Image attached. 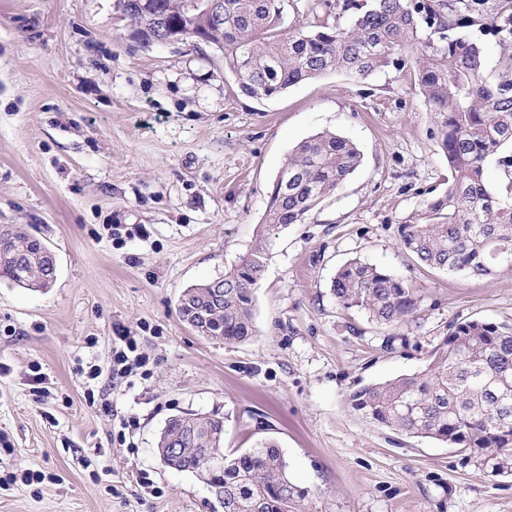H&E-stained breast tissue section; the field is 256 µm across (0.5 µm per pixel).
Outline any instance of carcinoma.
I'll use <instances>...</instances> for the list:
<instances>
[{
    "mask_svg": "<svg viewBox=\"0 0 512 512\" xmlns=\"http://www.w3.org/2000/svg\"><path fill=\"white\" fill-rule=\"evenodd\" d=\"M312 21L286 23L290 0H119L131 38L161 44L168 35L224 49L241 93L269 100L305 80L343 70L367 78L389 67L411 69L421 93L442 116L441 145L448 188L425 201L398 244L418 264L458 275H488L512 260V180L486 178L494 157L512 169V80L492 84L485 49L465 29H489L512 69V0H322ZM352 13V26L336 11ZM360 162L349 140L322 133L302 142L277 176L264 214L270 230L301 224L344 184ZM269 248L257 239L229 271L187 288L180 319L199 334L238 344L254 332L253 303ZM0 279L27 289L56 280L50 249L13 224L0 237ZM331 290L343 308H357L388 326L414 314L415 289L359 259L336 270ZM356 413L399 434L430 437L468 454L493 472H512V325L454 321L438 337L424 370L364 385L347 397ZM224 421L175 415L162 430L158 453L177 472L205 474L224 512H296L305 491L294 484L275 441L224 454Z\"/></svg>",
    "mask_w": 512,
    "mask_h": 512,
    "instance_id": "1",
    "label": "carcinoma"
}]
</instances>
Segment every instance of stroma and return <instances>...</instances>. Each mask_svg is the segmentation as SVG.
<instances>
[{
  "instance_id": "obj_1",
  "label": "stroma",
  "mask_w": 512,
  "mask_h": 512,
  "mask_svg": "<svg viewBox=\"0 0 512 512\" xmlns=\"http://www.w3.org/2000/svg\"><path fill=\"white\" fill-rule=\"evenodd\" d=\"M327 130L359 166L271 236L253 335L201 336L181 294L249 250L289 154ZM440 140L406 69L330 72L257 100L216 45L131 39L117 0H0V224L57 263L44 290L0 280V512H222L202 474L158 454L184 412L223 418L228 453L275 440L306 492L298 512H512V473L346 401L423 370L453 321L512 323V263L461 276L398 247L399 225L447 187ZM355 258L416 288L415 314L380 326L337 305L332 279ZM126 334L148 371L114 379Z\"/></svg>"
}]
</instances>
